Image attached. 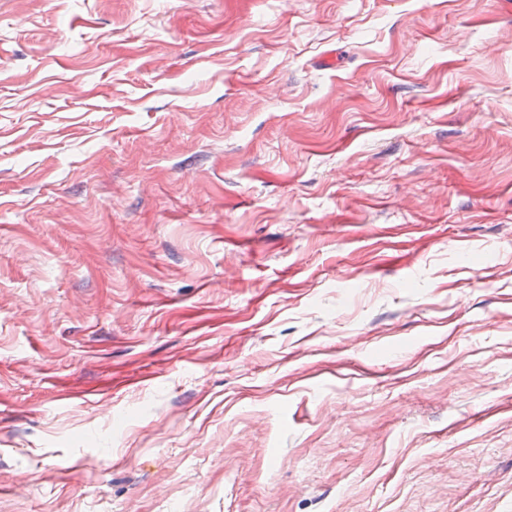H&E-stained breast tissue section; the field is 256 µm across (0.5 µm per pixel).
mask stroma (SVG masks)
I'll list each match as a JSON object with an SVG mask.
<instances>
[{
	"label": "stroma",
	"mask_w": 512,
	"mask_h": 512,
	"mask_svg": "<svg viewBox=\"0 0 512 512\" xmlns=\"http://www.w3.org/2000/svg\"><path fill=\"white\" fill-rule=\"evenodd\" d=\"M0 512H512V0H0Z\"/></svg>",
	"instance_id": "35a3bbf8"
}]
</instances>
